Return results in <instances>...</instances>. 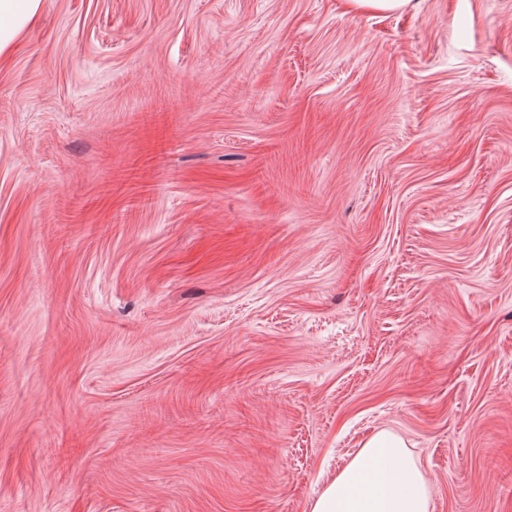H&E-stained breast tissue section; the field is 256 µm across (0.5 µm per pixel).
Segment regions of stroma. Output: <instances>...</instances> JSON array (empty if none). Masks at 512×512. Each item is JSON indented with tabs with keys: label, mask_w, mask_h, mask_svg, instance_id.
<instances>
[{
	"label": "stroma",
	"mask_w": 512,
	"mask_h": 512,
	"mask_svg": "<svg viewBox=\"0 0 512 512\" xmlns=\"http://www.w3.org/2000/svg\"><path fill=\"white\" fill-rule=\"evenodd\" d=\"M0 65V512H308L379 431L512 512V0H42ZM347 11L376 10L381 12H401L411 6L412 0H342Z\"/></svg>",
	"instance_id": "obj_1"
}]
</instances>
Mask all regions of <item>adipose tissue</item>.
<instances>
[{
    "label": "adipose tissue",
    "mask_w": 512,
    "mask_h": 512,
    "mask_svg": "<svg viewBox=\"0 0 512 512\" xmlns=\"http://www.w3.org/2000/svg\"><path fill=\"white\" fill-rule=\"evenodd\" d=\"M42 0H0V61L13 53ZM431 490L398 436L382 431L309 505V512H429Z\"/></svg>",
    "instance_id": "1"
}]
</instances>
